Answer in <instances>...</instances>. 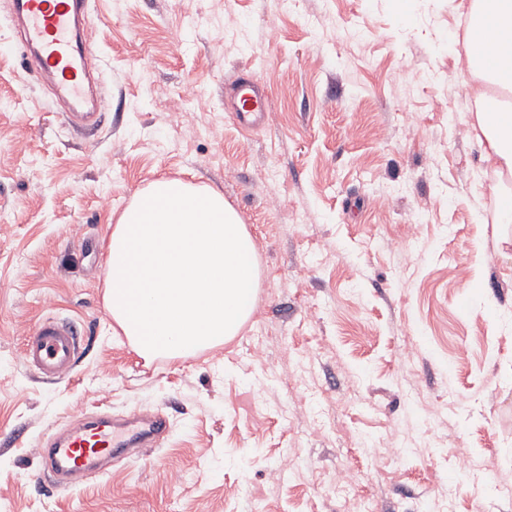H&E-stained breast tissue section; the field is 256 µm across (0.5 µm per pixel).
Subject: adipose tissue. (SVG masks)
I'll return each mask as SVG.
<instances>
[{
	"label": "adipose tissue",
	"instance_id": "obj_1",
	"mask_svg": "<svg viewBox=\"0 0 512 512\" xmlns=\"http://www.w3.org/2000/svg\"><path fill=\"white\" fill-rule=\"evenodd\" d=\"M466 15L470 24L461 71L474 80L512 90V0H471ZM476 55L485 58V66L473 64ZM473 128L489 166L498 174L512 176V109L491 112L476 104Z\"/></svg>",
	"mask_w": 512,
	"mask_h": 512
}]
</instances>
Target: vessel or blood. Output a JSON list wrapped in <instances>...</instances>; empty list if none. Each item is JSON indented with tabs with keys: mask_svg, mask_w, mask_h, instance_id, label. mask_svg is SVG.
Returning <instances> with one entry per match:
<instances>
[{
	"mask_svg": "<svg viewBox=\"0 0 512 512\" xmlns=\"http://www.w3.org/2000/svg\"><path fill=\"white\" fill-rule=\"evenodd\" d=\"M10 19L18 43L30 51L36 67L51 82L54 94L70 105L65 120L73 121L74 108L81 106L85 109L84 120L98 124L103 100L90 95L99 65L85 37L89 0H11ZM234 98L241 113L250 115L269 109L268 97L241 79L234 84ZM79 334L73 320H43L25 339L24 359L44 378L64 377L74 367ZM168 428V417L159 411L132 413L120 426L110 414L102 412L50 437L38 453L44 473L59 483L101 469L117 453L150 455L157 438Z\"/></svg>",
	"mask_w": 512,
	"mask_h": 512,
	"instance_id": "1",
	"label": "vessel or blood"
}]
</instances>
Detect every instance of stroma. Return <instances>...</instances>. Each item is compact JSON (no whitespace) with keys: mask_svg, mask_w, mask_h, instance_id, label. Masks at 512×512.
Masks as SVG:
<instances>
[{"mask_svg":"<svg viewBox=\"0 0 512 512\" xmlns=\"http://www.w3.org/2000/svg\"><path fill=\"white\" fill-rule=\"evenodd\" d=\"M465 27L452 0H92L93 131L22 49L0 56V512H345L342 468L372 512H512V178L470 131ZM242 74L271 101L250 129L225 98ZM161 177L223 194L259 288L230 342L151 358L107 308L104 259ZM50 316L80 347L48 382L22 345ZM76 407L170 428L63 487L37 450Z\"/></svg>","mask_w":512,"mask_h":512,"instance_id":"stroma-1","label":"stroma"}]
</instances>
